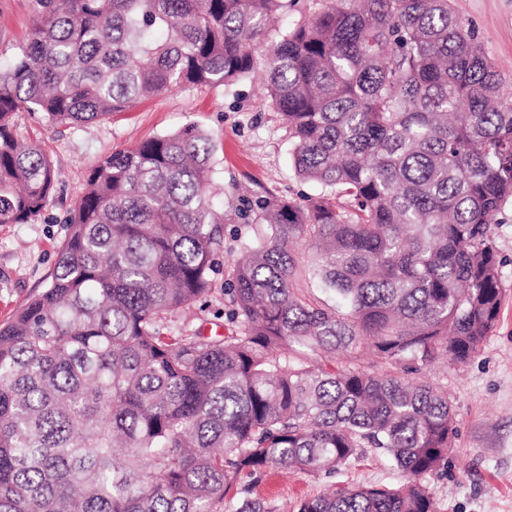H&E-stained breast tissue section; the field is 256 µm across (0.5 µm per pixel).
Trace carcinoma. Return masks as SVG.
<instances>
[{
    "label": "carcinoma",
    "mask_w": 512,
    "mask_h": 512,
    "mask_svg": "<svg viewBox=\"0 0 512 512\" xmlns=\"http://www.w3.org/2000/svg\"><path fill=\"white\" fill-rule=\"evenodd\" d=\"M40 0L0 67V224L48 205L52 162L15 116L75 126L249 76L308 199L256 201L224 238L213 146L189 126L94 165L41 292L0 324V512H281L271 467L332 475L366 452L404 477L293 512H438L448 391L503 297L493 226L512 202V80L450 0ZM224 254V324L172 335ZM314 278L330 305L305 287Z\"/></svg>",
    "instance_id": "carcinoma-1"
}]
</instances>
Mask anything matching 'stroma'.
<instances>
[{"instance_id": "1", "label": "stroma", "mask_w": 512, "mask_h": 512, "mask_svg": "<svg viewBox=\"0 0 512 512\" xmlns=\"http://www.w3.org/2000/svg\"><path fill=\"white\" fill-rule=\"evenodd\" d=\"M453 5L483 51L502 72L512 74V0H453ZM39 10L38 0H0V64L13 57ZM16 125L19 136L40 147L59 177L34 223L0 224V323L43 288L90 169L113 150L195 126L214 145L218 207L318 192L295 174L288 134L256 74L230 86L161 93L88 125L54 128L27 112L17 115ZM493 237L505 289L495 328L466 362H442L416 375L447 388L455 414L448 469L427 480L439 512H512V202L499 214ZM223 319L224 275L218 272L210 293L175 317L171 327L190 332ZM402 481L384 457L370 453L329 477L270 469L254 493L287 510L334 484L390 487Z\"/></svg>"}]
</instances>
